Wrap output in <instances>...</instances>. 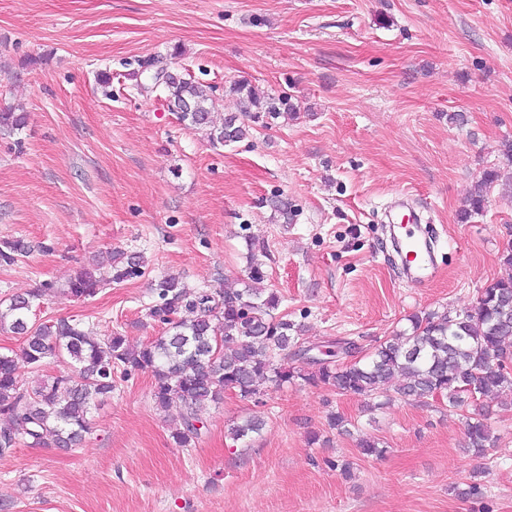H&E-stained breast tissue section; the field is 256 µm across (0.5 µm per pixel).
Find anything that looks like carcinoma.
Masks as SVG:
<instances>
[{
    "label": "carcinoma",
    "mask_w": 512,
    "mask_h": 512,
    "mask_svg": "<svg viewBox=\"0 0 512 512\" xmlns=\"http://www.w3.org/2000/svg\"><path fill=\"white\" fill-rule=\"evenodd\" d=\"M148 88L162 91L178 119L206 132L213 145L226 146L250 136L242 116L257 122L264 116L296 114L292 95L269 94L247 81L230 84L240 111L214 121L209 86L174 72L156 70L148 75ZM25 115L0 112V131L23 127ZM499 181L495 170L476 182L469 208L462 219L481 210L487 190ZM21 240L6 241L0 263L10 265L28 253ZM504 274L486 288L476 303L463 313L429 311L410 317V327L379 342L362 359L337 364L325 359L303 360L298 366L275 362V356L298 357L302 327L278 316L279 297L258 287L266 274L249 244L241 288L190 291L174 275L157 284L159 302L148 316L167 326L165 335L131 346L116 331L102 341L90 338L77 319L61 318L37 327L29 325L35 301L44 290L14 295L0 310V328L23 336L17 353H0V457L20 444L30 447L78 448L89 431V414L96 402L115 390L114 369L123 373L148 371L153 399L162 409L180 401L179 426L172 432L176 446L185 448L199 439L198 411L219 404L224 393L236 391L244 398L264 393L265 385L302 381L320 384L345 395L383 394L406 400L428 396L448 399V407L461 409L468 401L489 393L512 398V242L500 253ZM139 253L108 252L106 259L84 269L68 281V292L80 300L93 297L106 284L142 273ZM67 361L60 371L32 384L21 371L39 369L47 359ZM264 420L252 416L231 428L241 440L259 433ZM493 446L485 419L465 417L462 448L476 456Z\"/></svg>",
    "instance_id": "obj_1"
}]
</instances>
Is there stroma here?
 I'll return each mask as SVG.
<instances>
[{
    "instance_id": "obj_1",
    "label": "stroma",
    "mask_w": 512,
    "mask_h": 512,
    "mask_svg": "<svg viewBox=\"0 0 512 512\" xmlns=\"http://www.w3.org/2000/svg\"><path fill=\"white\" fill-rule=\"evenodd\" d=\"M151 56L211 86L217 112L236 111L227 89L242 79L298 111L213 147L140 91ZM14 108L27 119L0 135V243L30 250L0 264V304L48 284L31 323L72 317L92 338L145 342L164 331L148 316L162 276L223 287L252 242L306 344L364 352L410 315L469 309L503 273L512 198L495 187L482 212L461 213L486 171L512 175L499 151L512 139V0H0V112ZM401 193L436 234L438 273L420 286L390 241ZM109 250L142 253L143 274L68 294ZM152 390L151 373L118 378L83 447L0 458V512H512V406L495 396L454 410L304 383L258 401L228 391L179 448ZM482 411L496 442L476 458L463 421ZM333 412L348 433L329 428ZM251 415L262 431L232 439ZM362 437L384 456L362 455ZM474 481L481 495L455 496Z\"/></svg>"
}]
</instances>
